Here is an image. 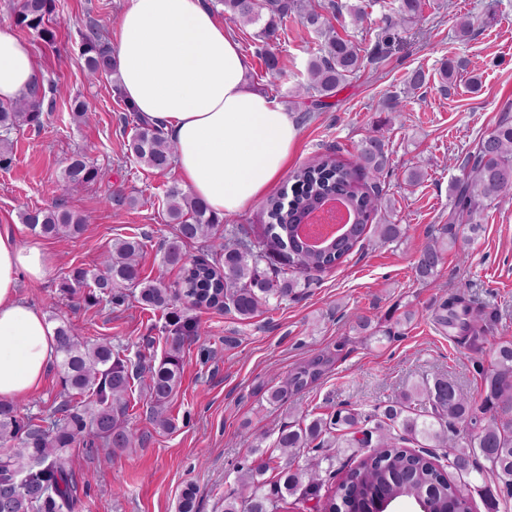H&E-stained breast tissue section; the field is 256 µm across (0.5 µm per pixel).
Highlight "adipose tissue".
Wrapping results in <instances>:
<instances>
[{
  "instance_id": "1",
  "label": "adipose tissue",
  "mask_w": 512,
  "mask_h": 512,
  "mask_svg": "<svg viewBox=\"0 0 512 512\" xmlns=\"http://www.w3.org/2000/svg\"><path fill=\"white\" fill-rule=\"evenodd\" d=\"M125 99L177 147L181 180L218 215L267 195L298 141L293 116L248 84L249 63L202 0H130L111 44ZM40 68L27 42L0 26V101L31 95ZM50 256L0 226V399L36 389L58 356L46 316L18 295L20 277L42 279Z\"/></svg>"
}]
</instances>
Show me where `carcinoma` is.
Listing matches in <instances>:
<instances>
[{"mask_svg":"<svg viewBox=\"0 0 512 512\" xmlns=\"http://www.w3.org/2000/svg\"><path fill=\"white\" fill-rule=\"evenodd\" d=\"M224 16L239 25H255V40L270 71H282L279 29L290 16L317 36V47L307 65L306 81L298 85L302 99L301 119L327 106L326 99L358 78L367 50L353 36L339 35L326 18L345 17L359 28L368 17L366 6L350 0H218ZM388 9L383 22L388 28L406 29L425 20L426 0H371ZM55 0H20L12 14L15 25L44 37L53 36L48 23ZM83 55L87 71L97 79H112L117 70L101 29L83 34ZM46 92L0 104V165L10 163L11 135L24 125L41 123ZM133 134L128 143L136 163L155 172L169 170L176 159L174 143L147 116L127 106ZM391 164L388 143L380 136L365 138L345 161L335 154L314 157L289 175L291 192L266 198L263 209L267 223L261 236L236 226L228 229L224 219L199 198L172 186L166 195L165 223L172 225V237L163 238L162 265L175 267L178 280L168 285L163 277L142 278L139 257L143 243L136 237L119 239L104 256L101 269L72 268L62 288L76 296L75 287L92 283V290L77 301L99 304L118 302L121 289L138 291L144 305L168 310L180 300L198 308L214 288L224 289V311L242 320L254 318L271 300L282 301L298 294L300 277H310L347 261L362 241L367 226L384 243H394L405 233L403 225L392 222L391 199L383 180ZM460 175L450 185L446 236L424 246L417 259V280L436 282L445 254L456 248L457 228L474 233L480 228L481 213L492 205L512 199V116L505 112L496 126L469 148ZM63 180L72 190L96 184L99 169L86 152L74 154L63 170ZM341 199L353 216L346 233L320 247L306 243L298 232L305 216L329 199ZM21 222L45 236L80 234L88 216L67 209L61 203L49 208H25ZM210 243L211 260L189 259L186 246ZM276 256L282 267L268 265ZM459 299L441 304L439 321L459 329L470 345L479 347L494 337L495 315L459 310ZM197 322L179 318L171 322L164 336L165 349L159 362L147 366L134 363L107 341L90 342L77 336L65 321L55 328L60 356V380L64 400L45 419L35 424L17 408L0 402V503L9 512H73L78 486L71 475L70 448L80 439L93 437L106 447L127 450L135 435L127 426L129 393L136 385L150 399V418L163 428H172L166 405L180 387L185 345L201 338ZM308 372L292 375L286 387L271 392L270 401H282L287 388L302 387ZM338 436L349 448L367 452L357 464L336 477V456L326 452L330 439ZM414 442L422 451L415 454L406 444ZM425 448H447L454 467L469 470L473 456L484 464L475 467L483 481L495 479L512 497V343H499L490 369L481 372V402L445 377L426 379L403 390L390 404L371 413L356 409L321 415L300 416L295 425L277 431L274 450L239 466L238 487L224 498V512H277L286 497L303 490L304 496H318L330 484L322 512H371L376 503L415 501L426 497L434 512H467L468 505L457 493L448 473L436 465ZM304 464H299L300 454ZM269 470L274 479L264 480Z\"/></svg>","mask_w":512,"mask_h":512,"instance_id":"cac0c4a2","label":"carcinoma"}]
</instances>
